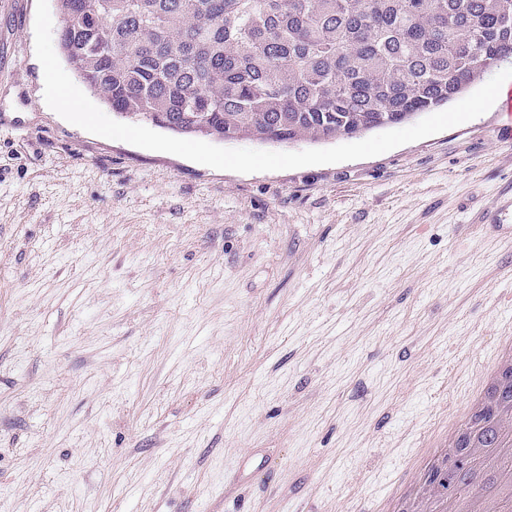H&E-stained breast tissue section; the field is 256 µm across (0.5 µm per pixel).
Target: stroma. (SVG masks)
Instances as JSON below:
<instances>
[{
    "label": "stroma",
    "instance_id": "stroma-1",
    "mask_svg": "<svg viewBox=\"0 0 512 512\" xmlns=\"http://www.w3.org/2000/svg\"><path fill=\"white\" fill-rule=\"evenodd\" d=\"M0 0V512H374L512 336L511 122L242 174L44 99Z\"/></svg>",
    "mask_w": 512,
    "mask_h": 512
}]
</instances>
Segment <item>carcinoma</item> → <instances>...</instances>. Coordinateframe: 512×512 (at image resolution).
I'll list each match as a JSON object with an SVG mask.
<instances>
[{"instance_id":"obj_1","label":"carcinoma","mask_w":512,"mask_h":512,"mask_svg":"<svg viewBox=\"0 0 512 512\" xmlns=\"http://www.w3.org/2000/svg\"><path fill=\"white\" fill-rule=\"evenodd\" d=\"M60 50L121 118L219 141L353 136L512 58V0H57Z\"/></svg>"}]
</instances>
